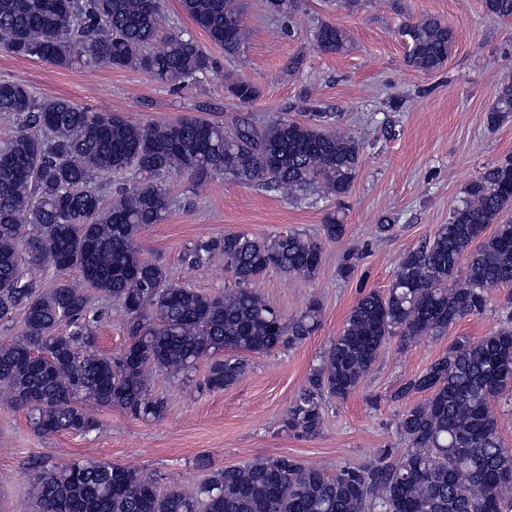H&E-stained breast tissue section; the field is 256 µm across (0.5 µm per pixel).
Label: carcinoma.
Returning a JSON list of instances; mask_svg holds the SVG:
<instances>
[{
  "instance_id": "obj_1",
  "label": "carcinoma",
  "mask_w": 512,
  "mask_h": 512,
  "mask_svg": "<svg viewBox=\"0 0 512 512\" xmlns=\"http://www.w3.org/2000/svg\"><path fill=\"white\" fill-rule=\"evenodd\" d=\"M181 3L224 59L238 56L247 39L238 0ZM483 9L493 20L512 18V0H483ZM401 34L406 63L421 74L440 69L455 43L436 17L406 24ZM313 39L325 53L348 48L346 32L332 23H320ZM0 47L62 69H134L174 88L218 68L194 38L172 30L164 0H0ZM227 89L242 103L258 95L239 80ZM0 113L18 120L16 133L0 143V321L24 313L22 337L0 344V389L28 411L38 434L92 430L84 399L160 419L166 406L150 393L153 369L179 377L205 359L207 388L222 391L245 374L241 353L292 347L315 331L319 302L286 321L251 288L270 269L314 277L322 247L307 234L197 240L187 254L191 265L221 254L235 278L217 296L169 285L164 266L142 257L137 237L171 211L173 175L222 176L292 198L348 194L362 157L339 115L141 126L65 97L39 98L16 79H0ZM511 117L509 81L496 89L487 125ZM107 176L121 179L108 202L96 186ZM511 209L509 156L466 185L448 223L401 258L387 291L358 299L287 409L283 431L316 435L324 397L354 393L389 337L436 338L459 319L483 314L489 290L512 285V219L504 218ZM344 231L330 216L320 236L333 241ZM26 265L75 268L82 282L40 292L24 280ZM87 286L126 315L128 339L117 357L96 348ZM62 323L72 327L65 335L55 333ZM511 393L510 311L488 335L457 340L390 394L393 401L425 399L398 421L405 448H384L366 466L330 473L290 456L258 457L217 470L185 493L136 468L76 460L36 472L32 495L39 512H512V448L501 442L490 410Z\"/></svg>"
}]
</instances>
